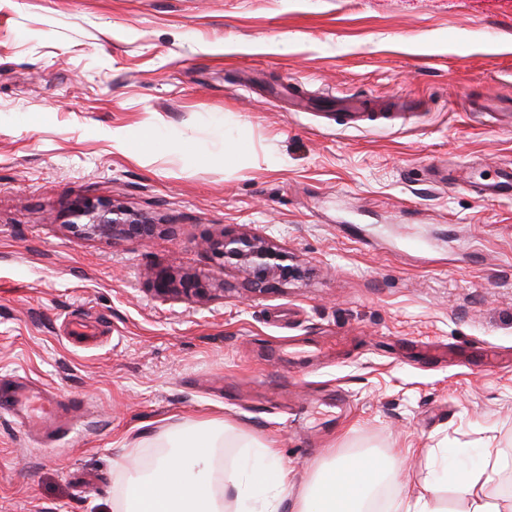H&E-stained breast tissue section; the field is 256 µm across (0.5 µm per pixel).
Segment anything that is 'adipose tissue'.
<instances>
[{
	"label": "adipose tissue",
	"instance_id": "obj_1",
	"mask_svg": "<svg viewBox=\"0 0 512 512\" xmlns=\"http://www.w3.org/2000/svg\"><path fill=\"white\" fill-rule=\"evenodd\" d=\"M214 126L221 142L216 150L192 137L143 124L114 129L112 140L136 159L177 148L224 165L240 161L242 151L250 147L243 127L220 120ZM230 429L217 418L169 427L163 442L167 454L149 470L128 477L113 512H279L288 493L287 467L272 448L256 441L238 463L223 467L220 450ZM440 466L453 475L466 512H500L487 493L499 466L495 450L482 448L465 459L445 457ZM395 477L394 461L377 453L331 461L310 480L296 512H368L377 488ZM230 501L235 504L231 510L226 507Z\"/></svg>",
	"mask_w": 512,
	"mask_h": 512
}]
</instances>
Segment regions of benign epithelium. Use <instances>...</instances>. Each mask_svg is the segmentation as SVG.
Returning a JSON list of instances; mask_svg holds the SVG:
<instances>
[{"label": "benign epithelium", "instance_id": "1", "mask_svg": "<svg viewBox=\"0 0 512 512\" xmlns=\"http://www.w3.org/2000/svg\"><path fill=\"white\" fill-rule=\"evenodd\" d=\"M73 221L69 225L86 234L109 240L135 239L146 241L153 237L159 225L112 199L83 197L75 200L70 209ZM209 250L224 269L242 272L250 292L263 294L301 275L292 257L268 237L242 232L225 234L209 242ZM156 294L202 298L207 295V284L200 278L185 274L176 279L162 269L154 278Z\"/></svg>", "mask_w": 512, "mask_h": 512}]
</instances>
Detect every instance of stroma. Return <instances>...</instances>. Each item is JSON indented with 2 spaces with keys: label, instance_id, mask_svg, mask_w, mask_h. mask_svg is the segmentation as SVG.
<instances>
[{
  "label": "stroma",
  "instance_id": "1",
  "mask_svg": "<svg viewBox=\"0 0 512 512\" xmlns=\"http://www.w3.org/2000/svg\"><path fill=\"white\" fill-rule=\"evenodd\" d=\"M298 84L401 97L356 127L292 112ZM512 0H0V512H113L172 424L224 418V466L273 448L294 501L332 459L392 456L421 491L444 450L493 448L512 503ZM239 165L136 160L112 130L214 140ZM157 223L148 241L69 226L81 197ZM269 236L301 278L254 297L206 247ZM209 296L158 298V270ZM31 377L86 416L50 447L7 407Z\"/></svg>",
  "mask_w": 512,
  "mask_h": 512
}]
</instances>
